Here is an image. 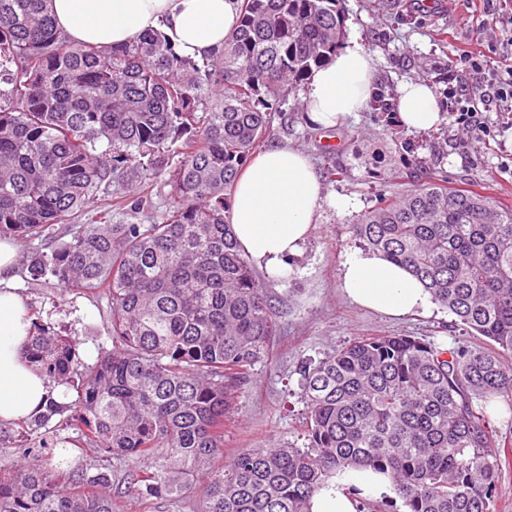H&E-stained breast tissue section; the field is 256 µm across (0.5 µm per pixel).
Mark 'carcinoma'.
<instances>
[{
  "label": "carcinoma",
  "instance_id": "obj_1",
  "mask_svg": "<svg viewBox=\"0 0 512 512\" xmlns=\"http://www.w3.org/2000/svg\"><path fill=\"white\" fill-rule=\"evenodd\" d=\"M50 2L0 0V239L65 228L27 271L106 292L112 351L84 364L75 341L33 325L28 363L77 397L0 427V450L21 454L0 464V512H122L126 496L143 506L196 491L204 512H311L327 477L367 467L391 476L408 512H490L512 464L489 454L500 445L489 408L512 412V210L433 177L362 213L353 236L498 351L356 339L302 368L306 446L222 463L224 416L277 336L227 191L289 88L336 55L343 0H240L239 26L201 63L159 31L75 45ZM159 179L162 221L133 222L153 210ZM105 192L112 207L90 209ZM114 208L126 221L112 223ZM55 417V443L36 442ZM122 459L144 466L114 494Z\"/></svg>",
  "mask_w": 512,
  "mask_h": 512
}]
</instances>
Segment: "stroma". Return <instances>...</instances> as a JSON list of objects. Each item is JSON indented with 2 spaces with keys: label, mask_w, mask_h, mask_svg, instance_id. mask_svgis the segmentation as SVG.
<instances>
[{
  "label": "stroma",
  "mask_w": 512,
  "mask_h": 512,
  "mask_svg": "<svg viewBox=\"0 0 512 512\" xmlns=\"http://www.w3.org/2000/svg\"><path fill=\"white\" fill-rule=\"evenodd\" d=\"M347 39L357 41L373 62V84L399 99L404 82L421 81L434 91L443 120L428 131H410L398 113H355L330 131L313 128L305 116V84H297L275 120L270 142L306 153L317 175L330 167L344 178L323 184L324 202L315 228L301 253L293 257L291 276L259 273L266 293L280 310L278 335L268 357L256 363L224 420V455L242 448L303 445L304 403L300 368L316 362L362 336H417L447 348L476 344L455 315L442 306L400 319L376 314L352 303L341 287L340 273L359 243L351 232L358 216L383 198H398L428 177L446 180L494 197L512 209V112L486 106L479 114L491 135L458 124L449 112L448 89L455 85L448 58L465 47L488 48L506 32L484 28L481 5L471 9L454 0H436L419 10L412 0H345ZM348 199L345 209L335 199ZM16 286L27 299L34 321L58 336L78 342L81 362L94 363L111 350L109 300L99 291L65 287L55 277L32 281L19 270Z\"/></svg>",
  "instance_id": "35a3bbf8"
}]
</instances>
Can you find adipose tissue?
Segmentation results:
<instances>
[{
  "instance_id": "adipose-tissue-1",
  "label": "adipose tissue",
  "mask_w": 512,
  "mask_h": 512,
  "mask_svg": "<svg viewBox=\"0 0 512 512\" xmlns=\"http://www.w3.org/2000/svg\"><path fill=\"white\" fill-rule=\"evenodd\" d=\"M239 0H52L50 11L68 40L101 48L128 45L157 29L183 57L195 60L219 51L237 26ZM371 61L350 43L333 62L314 72L305 93L306 117L333 129L363 111L372 88ZM399 114L411 130H425L442 119L435 95L421 82L401 89ZM323 188L309 159L299 150L274 145L255 156L232 186L228 213L241 249L267 274L287 276L290 258L311 235ZM14 240L0 239V423L43 414L59 390L25 360L31 334L27 303L14 282L19 263ZM341 286L355 304L390 316L429 311L426 288L383 254L354 251L346 259ZM391 477L371 468L342 469L314 494L311 512H357L353 489L380 496Z\"/></svg>"
}]
</instances>
